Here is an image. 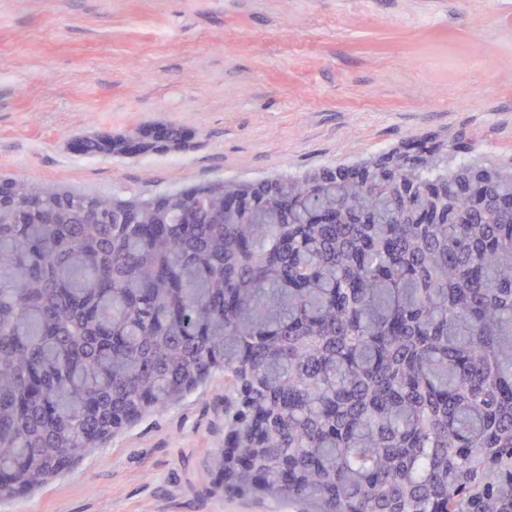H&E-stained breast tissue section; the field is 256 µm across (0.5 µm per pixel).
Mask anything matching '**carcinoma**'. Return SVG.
I'll return each mask as SVG.
<instances>
[{"label": "carcinoma", "mask_w": 512, "mask_h": 512, "mask_svg": "<svg viewBox=\"0 0 512 512\" xmlns=\"http://www.w3.org/2000/svg\"><path fill=\"white\" fill-rule=\"evenodd\" d=\"M475 148L126 199L1 177L0 494L222 375L218 495L512 512V158Z\"/></svg>", "instance_id": "1"}]
</instances>
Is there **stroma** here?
I'll return each mask as SVG.
<instances>
[{
    "instance_id": "obj_1",
    "label": "stroma",
    "mask_w": 512,
    "mask_h": 512,
    "mask_svg": "<svg viewBox=\"0 0 512 512\" xmlns=\"http://www.w3.org/2000/svg\"><path fill=\"white\" fill-rule=\"evenodd\" d=\"M158 122L176 158L84 153ZM466 130L512 155V0H0V177L127 198ZM215 377L0 512H300L212 493Z\"/></svg>"
}]
</instances>
